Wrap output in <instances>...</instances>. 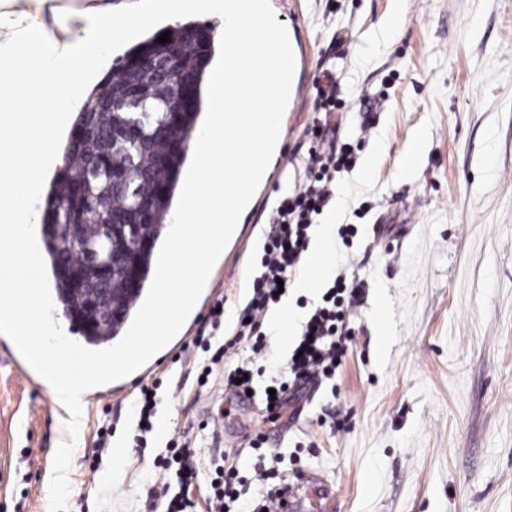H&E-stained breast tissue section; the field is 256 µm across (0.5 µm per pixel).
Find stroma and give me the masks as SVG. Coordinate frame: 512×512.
<instances>
[{"label": "stroma", "instance_id": "1", "mask_svg": "<svg viewBox=\"0 0 512 512\" xmlns=\"http://www.w3.org/2000/svg\"><path fill=\"white\" fill-rule=\"evenodd\" d=\"M270 7L309 65L294 84L336 74L340 136L364 133L351 171L336 178L340 223L358 234L322 281L358 287L352 350L333 379L290 394L278 411L263 392L292 350L268 336L264 358L244 344L219 364L197 337L232 339L251 298L276 198L306 182L305 131L284 133V172L262 186L218 258L181 331L133 374L86 403L77 452L46 385L0 337V512H145L161 497L155 459L188 443L198 477L193 512H208L216 467L248 474L251 443L293 482L318 474L334 512H512V0H297ZM423 153L411 173L403 158ZM223 303L214 324L209 310ZM212 365L207 383L197 369ZM250 365L253 391L227 370ZM158 382L157 424L136 444L135 402ZM125 448L95 456L102 426Z\"/></svg>", "mask_w": 512, "mask_h": 512}]
</instances>
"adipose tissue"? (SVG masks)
Instances as JSON below:
<instances>
[{
  "mask_svg": "<svg viewBox=\"0 0 512 512\" xmlns=\"http://www.w3.org/2000/svg\"><path fill=\"white\" fill-rule=\"evenodd\" d=\"M138 21V15L115 13L112 0L83 8L61 6L60 0H0V225L10 229L0 238V259L8 262L0 303L12 321L38 332L46 355L64 351L65 343L26 303L45 285L40 267L28 258L36 226L32 202L60 162L54 140L73 98ZM73 24L84 33L81 41L67 37ZM41 379L71 439H78L88 380L61 382L47 373Z\"/></svg>",
  "mask_w": 512,
  "mask_h": 512,
  "instance_id": "1",
  "label": "adipose tissue"
}]
</instances>
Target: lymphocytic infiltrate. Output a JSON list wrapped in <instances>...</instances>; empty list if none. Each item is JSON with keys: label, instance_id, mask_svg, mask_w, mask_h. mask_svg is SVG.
I'll list each match as a JSON object with an SVG mask.
<instances>
[{"label": "lymphocytic infiltrate", "instance_id": "1", "mask_svg": "<svg viewBox=\"0 0 512 512\" xmlns=\"http://www.w3.org/2000/svg\"><path fill=\"white\" fill-rule=\"evenodd\" d=\"M359 145V139L351 136L338 145L319 146L310 155L306 184L279 198L275 223L263 244L252 295L233 337L234 343L247 345L253 355H262L266 349L263 325L267 312L279 301V282L289 281L299 270L302 256L309 248L312 227L333 198L336 176L355 165ZM353 294V288L340 275L323 293L321 304L304 322L297 354L288 361L287 376L271 382L276 391L273 407H281L296 383L303 379L335 376L352 349ZM243 484L237 467L218 472L211 484L209 512H251L242 496Z\"/></svg>", "mask_w": 512, "mask_h": 512}]
</instances>
